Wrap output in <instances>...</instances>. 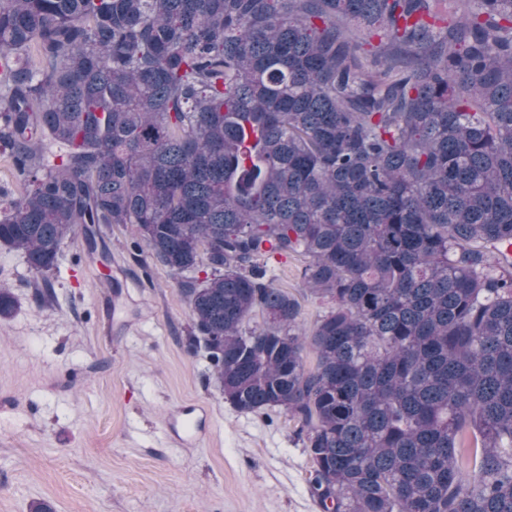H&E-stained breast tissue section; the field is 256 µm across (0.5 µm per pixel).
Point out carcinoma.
<instances>
[{
  "mask_svg": "<svg viewBox=\"0 0 512 512\" xmlns=\"http://www.w3.org/2000/svg\"><path fill=\"white\" fill-rule=\"evenodd\" d=\"M0 152V246L138 225L324 512H512V0H0ZM259 263L266 269L267 278L274 279L275 284L281 288H287L299 299L301 311L297 326L300 332L310 334L316 321L330 310L332 303L305 290L302 280L303 258L300 256L264 258Z\"/></svg>",
  "mask_w": 512,
  "mask_h": 512,
  "instance_id": "cac0c4a2",
  "label": "carcinoma"
}]
</instances>
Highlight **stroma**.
Returning <instances> with one entry per match:
<instances>
[{"instance_id":"1","label":"stroma","mask_w":512,"mask_h":512,"mask_svg":"<svg viewBox=\"0 0 512 512\" xmlns=\"http://www.w3.org/2000/svg\"><path fill=\"white\" fill-rule=\"evenodd\" d=\"M107 261L83 239L65 241L41 278L0 248V287L14 310L0 317V512H323L308 487L311 459L282 410L243 413L225 401L203 353L189 344L178 282L133 249L134 224L101 226ZM266 275L296 295L310 333L330 310L306 291L302 257L264 258ZM136 280L109 321L106 278ZM52 296L42 300L43 287ZM202 406L203 439L170 446L169 418Z\"/></svg>"}]
</instances>
